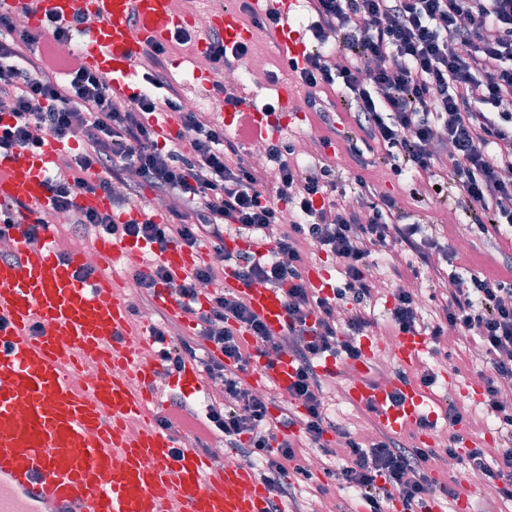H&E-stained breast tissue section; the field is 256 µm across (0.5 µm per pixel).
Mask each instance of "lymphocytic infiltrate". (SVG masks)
Returning <instances> with one entry per match:
<instances>
[{
    "mask_svg": "<svg viewBox=\"0 0 512 512\" xmlns=\"http://www.w3.org/2000/svg\"><path fill=\"white\" fill-rule=\"evenodd\" d=\"M305 2L314 48L291 73L308 89L306 109L328 129L309 144L313 165L292 164V146L273 137L264 141L266 164L251 165L243 143L226 137L209 113L184 111L169 78L168 45L144 49L148 88L119 102L110 78L81 65L59 69L39 34L18 27L15 13L7 11H0V100L10 102L11 122L0 127V155L33 147L46 135L77 141L70 177L49 180L52 212L71 216L75 235L116 234L145 243L156 257L174 244L193 249L206 243L238 277L284 288L288 327L275 336L237 291L217 286L210 264L179 281L157 261L132 273L145 293L160 285L172 289L194 326L187 336L169 319L156 324L160 355L176 366L198 359L219 389L202 416L172 397L160 424L203 420L225 446L260 461L269 512H302L295 484L310 476L304 441L326 454L339 445L342 464L333 476L369 512H383L394 500L413 508L454 496V489L430 477L451 457L512 502V406L501 398L502 382L512 378V279L465 277L437 267L438 321L424 322L414 294L393 291L390 307L401 333L420 332L435 343L451 331L477 333L486 365L480 375L484 404L499 423L503 448L495 459L477 446L462 449V437L454 434L443 448H422L378 427L371 438L353 436L327 416L319 369L328 356L344 370L356 369L360 340L372 325L367 305L378 256L404 245L426 265L437 246L420 225L405 223L397 199L367 177L369 167H387L397 177L440 172L439 198L452 190L465 196L472 228L488 244L512 227V0ZM164 116L178 125L166 141L160 134ZM337 139L358 168L351 199L327 154ZM116 183L126 202L149 192L177 197L179 204L162 222L120 225L110 213L78 207V195L108 193ZM289 208L302 219L285 226L281 216ZM229 224L253 234L252 250L225 253ZM315 253L335 258L344 274L332 294H321L305 275ZM213 348L220 357H210ZM257 353L292 355L295 379L283 400L245 384ZM274 407L276 431L266 426Z\"/></svg>",
    "mask_w": 512,
    "mask_h": 512,
    "instance_id": "1",
    "label": "lymphocytic infiltrate"
}]
</instances>
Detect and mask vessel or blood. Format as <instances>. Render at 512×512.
Here are the masks:
<instances>
[{"label":"vessel or blood","mask_w":512,"mask_h":512,"mask_svg":"<svg viewBox=\"0 0 512 512\" xmlns=\"http://www.w3.org/2000/svg\"><path fill=\"white\" fill-rule=\"evenodd\" d=\"M250 3L257 12L273 8L283 16L274 45L286 63L303 62L309 43L289 21L301 0ZM5 9L28 16L41 34L50 23L82 21V65L117 84L134 75L146 44L167 42L193 22L192 15L176 11L174 0H0ZM212 16L228 44L251 43L254 32L242 22L237 0H227ZM241 116L251 136L275 137L284 126L280 112L253 104L244 105ZM60 150L46 136L33 149L0 157V237L12 242L16 254L15 260L0 261V482L14 489L0 498V512H38L44 502L53 503L55 512H267L265 486L232 454L214 460L158 422L163 406L155 397V379L170 372L184 396L194 395L204 389L196 363L187 359L171 371L160 357L143 360V351L154 344L151 326L142 323L138 344L129 343L135 315L122 281L101 275L78 280L83 256L28 242L26 225L51 211L49 174ZM14 203L22 211L7 213ZM77 204L112 212L119 223L146 217L140 209L115 207L104 192L81 195ZM94 248L115 260L135 246L99 238ZM208 252L204 245L190 250L174 244L159 260L178 279ZM224 283L246 296L271 334L283 333V289L259 288L230 272ZM152 300L168 318L183 321L181 306L165 287L155 288ZM427 348L425 336L401 334L389 380L357 379L346 399L374 406L381 427L392 432L424 417L429 394L405 371ZM79 373L84 380L78 384ZM294 375L292 356L260 355L245 378L283 392Z\"/></svg>","instance_id":"1"}]
</instances>
